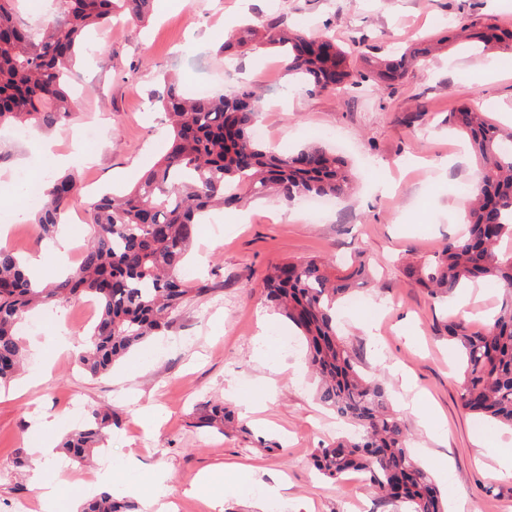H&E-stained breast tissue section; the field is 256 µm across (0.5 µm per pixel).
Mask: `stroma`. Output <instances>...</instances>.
I'll list each match as a JSON object with an SVG mask.
<instances>
[{
	"label": "stroma",
	"mask_w": 512,
	"mask_h": 512,
	"mask_svg": "<svg viewBox=\"0 0 512 512\" xmlns=\"http://www.w3.org/2000/svg\"><path fill=\"white\" fill-rule=\"evenodd\" d=\"M282 13L289 26L331 35L343 46L370 51L352 57L364 80L346 94L295 87L279 58L255 53L226 63L218 52L243 18L262 22ZM474 30L512 29V0H156L148 22L101 27L95 54L80 62L77 115L42 135L18 140L0 126V244L20 256L40 241L20 196L22 170L50 179L71 159L81 180L78 209L100 193L131 189L165 152L169 129L154 101L165 74L184 91L199 83L230 90L248 86L263 103L265 143L289 155L304 145L340 147L355 177L352 195L325 217L274 197L214 211L199 225L182 275L207 294L183 305L170 327L130 353L106 376L87 375L77 344L93 326L81 303L49 309V321L23 337L25 366L0 386V512L15 501L36 503L30 470H17L16 453L35 457L76 427L70 401L111 406L118 418L91 466L65 455L43 459L63 480L60 501L83 497L87 473L111 470L134 512H145L144 492L158 475L178 512H399L377 508L365 482L316 475L313 449L335 438L336 416L320 406L305 364V346L283 351L272 330L288 324L264 301L257 284L267 266L318 259L345 269L356 255L375 262L373 283L359 290L362 308H346L343 331L363 369L393 393V408L412 435L417 457L448 495L450 512H512V477L497 473L489 447L512 448V432L484 426L459 401L462 375L443 323L452 306L438 305L405 276L408 251L432 253L463 234L456 208L475 176L465 136L446 124L449 112L470 103L492 122L512 126V51L471 52L448 38L452 19ZM442 44L427 68L402 79L370 78L376 57L404 51L421 39ZM426 110L429 124L413 118ZM101 130L82 146L86 126ZM220 399L236 411L240 428L224 435L195 428L199 407ZM161 414L150 433L147 414ZM57 429L41 432L40 422ZM245 472L219 473V465ZM213 474L202 496L185 490L201 472Z\"/></svg>",
	"instance_id": "stroma-1"
}]
</instances>
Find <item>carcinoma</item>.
Returning a JSON list of instances; mask_svg holds the SVG:
<instances>
[{
  "instance_id": "obj_1",
  "label": "carcinoma",
  "mask_w": 512,
  "mask_h": 512,
  "mask_svg": "<svg viewBox=\"0 0 512 512\" xmlns=\"http://www.w3.org/2000/svg\"><path fill=\"white\" fill-rule=\"evenodd\" d=\"M19 0H0V125L47 131L76 112L71 97L79 78L77 56L85 31L127 15L141 21L151 0H57L43 26L25 20ZM243 25L239 37L219 52L244 56L274 49L286 70L308 87L339 91L353 74L345 49L332 36L313 38L288 27L279 15L262 25ZM489 47L512 50V31L488 26L476 35ZM402 58L375 61L376 77L398 79ZM170 126L167 151L127 194H105L90 203L89 240L80 263L64 278L41 287L26 274L15 252L0 247V385L23 366L25 351L19 323L41 305L90 299L97 318L79 362L92 376L104 375L131 349L166 330L184 303L207 292L180 276L193 228L208 209L239 204L251 197L277 194L288 204L314 196L338 201L353 190L347 161L314 144L281 157L255 138V118L263 106L245 85L206 98L185 97L165 82L156 99ZM448 125L466 134L477 160L478 180L467 203V232L450 237L434 255L406 266V275L434 301H443L469 282L484 280L512 290V128L505 131L486 113L467 104L448 113ZM79 194L78 179L68 173L49 181L35 209L39 237L57 232L62 216ZM365 258L339 275L320 261L293 260L267 267L258 287L304 337L308 362L318 377L320 403L347 421L356 433L341 437L312 455L311 465L339 480L350 471L365 475L380 505L406 512H446L442 492L411 450L412 438L392 407V395L379 380L358 369L336 325V308L357 282L371 279ZM463 371L461 407L485 422L512 428V301L505 302L479 331L462 316L446 322ZM233 422L222 400H209L196 427L224 431ZM116 424L112 410L97 407L71 432L61 450L78 462L87 460ZM82 512H132L110 492L85 501Z\"/></svg>"
}]
</instances>
